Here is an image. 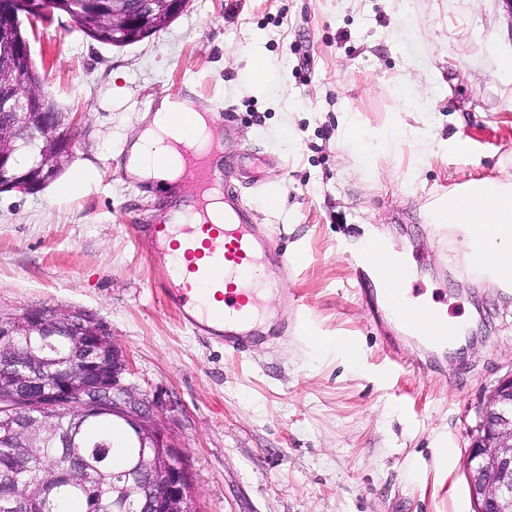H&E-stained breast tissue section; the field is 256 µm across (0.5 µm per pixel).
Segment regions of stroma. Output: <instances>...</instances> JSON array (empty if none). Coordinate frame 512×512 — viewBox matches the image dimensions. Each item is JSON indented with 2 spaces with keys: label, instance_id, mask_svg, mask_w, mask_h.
Here are the masks:
<instances>
[{
  "label": "stroma",
  "instance_id": "obj_1",
  "mask_svg": "<svg viewBox=\"0 0 512 512\" xmlns=\"http://www.w3.org/2000/svg\"><path fill=\"white\" fill-rule=\"evenodd\" d=\"M29 40L74 117L70 164L97 178L75 198L0 193V311L69 307L110 329L124 383L190 466L197 512H472L468 448L481 399L512 373V290L427 212L454 184L512 173V76L497 63L512 56V0H189L130 46L66 16ZM184 96L233 114L219 130L232 182L291 263L267 265L270 339L241 360L181 324L137 231L174 196L129 178L124 150L145 113ZM349 116L370 136L408 124L424 139L368 159L342 139ZM378 238L406 257L411 298L463 330L446 348L405 337L402 368L383 342L399 326L372 318L353 277Z\"/></svg>",
  "mask_w": 512,
  "mask_h": 512
}]
</instances>
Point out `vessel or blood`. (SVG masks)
<instances>
[{
	"instance_id": "obj_1",
	"label": "vessel or blood",
	"mask_w": 512,
	"mask_h": 512,
	"mask_svg": "<svg viewBox=\"0 0 512 512\" xmlns=\"http://www.w3.org/2000/svg\"><path fill=\"white\" fill-rule=\"evenodd\" d=\"M178 152L196 189L190 213L197 221L189 224L168 217L158 224L141 225L140 232L159 259V285L181 323L223 345L225 351L241 355L258 340L260 300L254 283L273 248L267 236L256 233L252 211L241 203L238 190L228 180V165L201 163L197 140L190 133ZM214 191L224 204L220 224L213 223L206 210V196ZM471 245L477 270L499 277L501 286L511 289L512 273L498 272L484 259L483 241L475 239ZM353 267L371 314H378L384 304L406 333L423 337L428 344L449 346L458 340V330L440 308L419 307L403 297L409 266L388 241L378 239L359 250Z\"/></svg>"
}]
</instances>
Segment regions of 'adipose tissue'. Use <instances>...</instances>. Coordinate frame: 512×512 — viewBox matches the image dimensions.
Segmentation results:
<instances>
[{"instance_id":"obj_1","label":"adipose tissue","mask_w":512,"mask_h":512,"mask_svg":"<svg viewBox=\"0 0 512 512\" xmlns=\"http://www.w3.org/2000/svg\"><path fill=\"white\" fill-rule=\"evenodd\" d=\"M194 110V104L186 100L160 102L127 155L125 166L130 176L166 190L177 185L183 165L173 146L180 138L173 116ZM428 218L433 224L469 225L479 236L485 234L487 225L512 224V182L481 179L458 185L432 205Z\"/></svg>"}]
</instances>
